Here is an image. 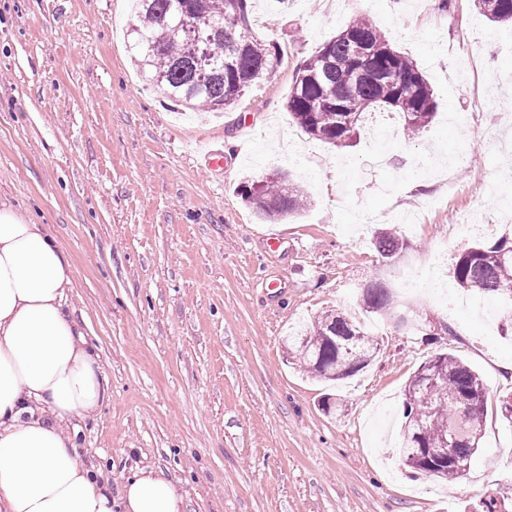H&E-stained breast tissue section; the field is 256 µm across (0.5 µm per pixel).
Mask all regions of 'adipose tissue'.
Masks as SVG:
<instances>
[{
  "label": "adipose tissue",
  "mask_w": 512,
  "mask_h": 512,
  "mask_svg": "<svg viewBox=\"0 0 512 512\" xmlns=\"http://www.w3.org/2000/svg\"><path fill=\"white\" fill-rule=\"evenodd\" d=\"M72 265L57 241L0 209V505L6 512H112V491L62 424L107 399L102 367L63 310ZM125 512H183L151 470L127 480Z\"/></svg>",
  "instance_id": "ef3b65f1"
}]
</instances>
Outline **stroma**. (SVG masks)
I'll use <instances>...</instances> for the list:
<instances>
[{"instance_id":"obj_1","label":"stroma","mask_w":512,"mask_h":512,"mask_svg":"<svg viewBox=\"0 0 512 512\" xmlns=\"http://www.w3.org/2000/svg\"><path fill=\"white\" fill-rule=\"evenodd\" d=\"M421 67L437 115L423 136L395 128L383 164L357 138L336 160L306 135L286 103L303 61L357 15ZM254 33L280 49L276 69L230 110L203 116L170 106L136 71L127 0H0V205L60 243L74 275L64 310L98 357L110 395L64 422L78 453L120 495L154 470L185 512H512V422L488 416L461 479L411 476L381 451L367 422L428 357L473 366L488 404L512 393V331L495 312L512 298L467 292L441 307L405 293L399 274L439 247L451 279L474 239L472 217L512 235V27L493 26L473 0H251ZM224 165L194 158L209 140ZM288 172L310 203L291 221L260 220L244 185ZM427 187L408 191L406 181ZM404 243L383 262L372 240ZM385 282L402 311L446 323L447 334L395 331L340 386L288 362L282 339L324 310L360 314V289ZM340 395L344 412L322 411Z\"/></svg>"}]
</instances>
